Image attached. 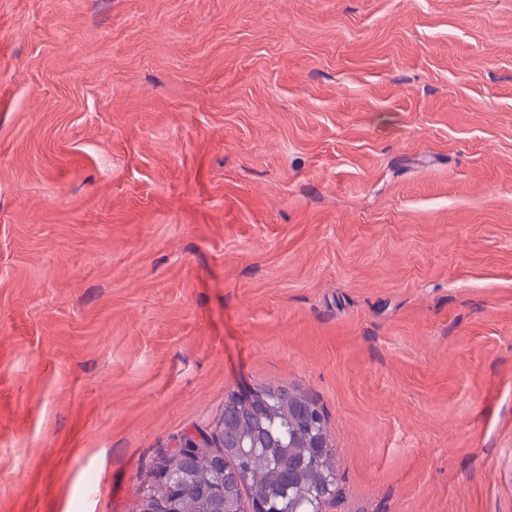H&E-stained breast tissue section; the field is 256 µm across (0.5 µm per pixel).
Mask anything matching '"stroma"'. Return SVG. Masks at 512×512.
I'll list each match as a JSON object with an SVG mask.
<instances>
[{"instance_id":"stroma-1","label":"stroma","mask_w":512,"mask_h":512,"mask_svg":"<svg viewBox=\"0 0 512 512\" xmlns=\"http://www.w3.org/2000/svg\"><path fill=\"white\" fill-rule=\"evenodd\" d=\"M262 387L321 512H512V0H0V512Z\"/></svg>"}]
</instances>
